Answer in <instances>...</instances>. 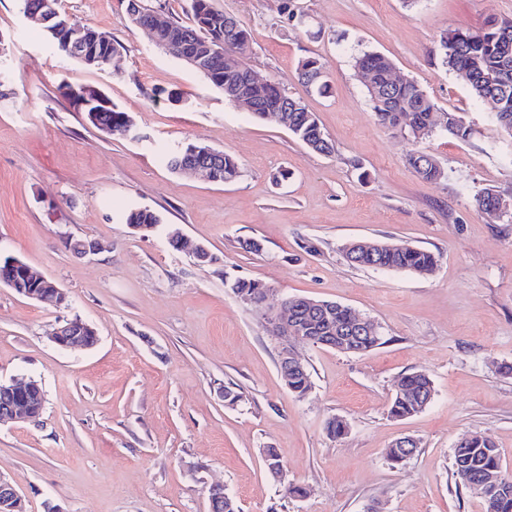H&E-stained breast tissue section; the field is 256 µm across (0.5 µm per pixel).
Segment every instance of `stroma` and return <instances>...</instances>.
Listing matches in <instances>:
<instances>
[{"instance_id": "35a3bbf8", "label": "stroma", "mask_w": 512, "mask_h": 512, "mask_svg": "<svg viewBox=\"0 0 512 512\" xmlns=\"http://www.w3.org/2000/svg\"><path fill=\"white\" fill-rule=\"evenodd\" d=\"M214 4L251 30L249 67L316 114L333 154L225 102L130 23L125 0L60 2L122 45L107 70L54 55L20 0H0V254L66 295L46 306L0 285V380L31 378L45 393L38 422L0 423V477L27 512H208L216 483L240 512H484L456 487L453 450L466 435L491 437L512 470V222L472 204L485 188L512 201V134L443 64L439 39L512 20V0ZM372 52L462 116L473 137L437 130L415 142L379 126L355 65ZM308 57L323 63L327 92L300 81ZM63 83L100 90L132 116L137 138H108L62 96ZM190 141L234 155L240 177L173 172L165 155ZM416 149L443 179L413 172ZM134 207L177 225L185 247L125 224ZM357 239L429 250L436 270L353 266L342 247ZM250 240L261 252L246 250ZM77 241L99 249L77 254ZM198 245L212 262L194 258ZM233 278L265 284L266 303L241 301ZM289 296L351 308L378 324L383 345L364 354L296 345L311 389L295 396L267 322ZM76 317L98 333L91 350L50 338ZM414 371L430 376L432 401L394 418L396 381ZM228 383L244 393L234 407L224 404ZM333 417L346 425L337 438L326 430ZM404 436L419 447L392 464L386 451ZM269 446L284 482L266 468ZM286 482L305 495L284 497Z\"/></svg>"}]
</instances>
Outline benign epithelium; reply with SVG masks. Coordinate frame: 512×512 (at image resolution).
<instances>
[{
    "instance_id": "obj_1",
    "label": "benign epithelium",
    "mask_w": 512,
    "mask_h": 512,
    "mask_svg": "<svg viewBox=\"0 0 512 512\" xmlns=\"http://www.w3.org/2000/svg\"><path fill=\"white\" fill-rule=\"evenodd\" d=\"M128 13L135 26L147 32H155L159 20L156 13L152 12L150 17L146 18L144 12L138 10L134 4L129 6ZM49 33L54 41L61 44V48L73 51L78 47L83 61L91 64L96 61L95 44L99 42V38L86 39L82 37L81 31L71 26L69 20L57 21ZM400 247H402L400 243L354 241L347 244V251L353 256L372 257L381 251ZM24 279L37 281L40 284L37 291L20 289V292L26 296L55 304L65 301L64 292L55 282L33 272L30 267L21 268L19 263L11 261L8 267L0 268V282L7 281L11 285L17 286ZM268 322L274 335L282 341L279 371L285 380L290 375L304 373L307 370V365L295 354L291 343L300 341L304 344L320 345L345 352L352 339H360L365 334L372 335L379 332V326L376 323L356 314L349 324V335L340 338L316 336L311 327L300 321L286 300L281 302L279 312L268 317ZM51 339L58 347L70 351L89 350L98 342L96 330L90 324L77 318L58 326L53 331ZM36 388L37 383L32 379L0 381V423L26 424L37 421L39 413L33 411L30 405V397ZM499 480L500 475L487 473L472 482L471 487L479 493L487 494L497 487ZM225 498H227V494L224 492V485H211L208 494L210 512H222ZM0 512H27L24 498L9 481L2 478H0Z\"/></svg>"
}]
</instances>
